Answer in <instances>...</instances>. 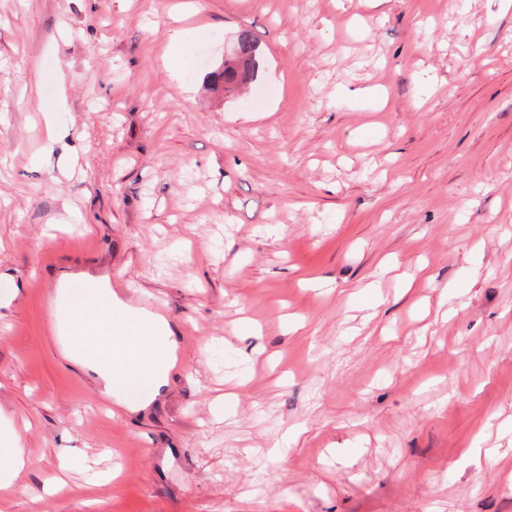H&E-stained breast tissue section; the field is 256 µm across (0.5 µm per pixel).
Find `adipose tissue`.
<instances>
[{"instance_id":"obj_1","label":"adipose tissue","mask_w":512,"mask_h":512,"mask_svg":"<svg viewBox=\"0 0 512 512\" xmlns=\"http://www.w3.org/2000/svg\"><path fill=\"white\" fill-rule=\"evenodd\" d=\"M76 348L70 357L99 379L103 395H111L118 384L146 376L154 386L164 384L174 341L164 320L136 311L127 312L121 323H113L111 308L91 304L89 309L69 314ZM95 339L109 348L114 358L100 362L82 343Z\"/></svg>"}]
</instances>
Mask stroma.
<instances>
[{
	"label": "stroma",
	"mask_w": 512,
	"mask_h": 512,
	"mask_svg": "<svg viewBox=\"0 0 512 512\" xmlns=\"http://www.w3.org/2000/svg\"><path fill=\"white\" fill-rule=\"evenodd\" d=\"M112 295L166 385L66 359ZM7 433L0 512H512V5L0 0ZM237 45L239 50L238 63L230 64L227 63L224 67V71H221L214 75L215 84L219 81H224L225 85H235L239 82H243L246 79V75L251 72L252 76L258 67V42L253 35L247 31H240L237 38ZM239 64L242 65V71L240 70ZM89 318H93L92 323L88 322ZM69 319L74 334L72 339L76 344L69 357L98 377L103 395H112L118 384L135 380L138 375L146 376L155 388L164 384L169 372L170 353L174 347L172 333L164 320L128 311L122 321L114 322L120 324L115 328L112 307L98 306L95 302L87 309L71 311ZM88 338L110 349L108 362L98 361L82 348L83 341ZM117 353L120 357H116ZM122 359L133 360L136 365L125 366ZM144 384L145 379L141 377L124 387L129 394L136 395ZM15 434L0 436V484L9 486L26 467L24 448L17 447Z\"/></svg>",
	"instance_id": "1"
}]
</instances>
